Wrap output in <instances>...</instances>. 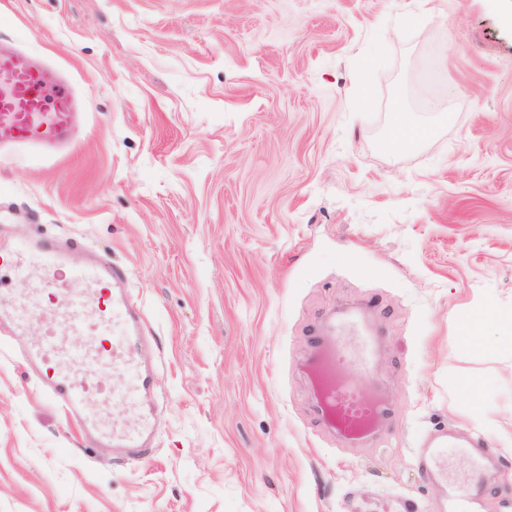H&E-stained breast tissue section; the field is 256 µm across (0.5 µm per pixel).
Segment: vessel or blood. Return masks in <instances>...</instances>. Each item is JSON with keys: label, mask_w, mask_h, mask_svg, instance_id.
I'll return each instance as SVG.
<instances>
[{"label": "vessel or blood", "mask_w": 512, "mask_h": 512, "mask_svg": "<svg viewBox=\"0 0 512 512\" xmlns=\"http://www.w3.org/2000/svg\"><path fill=\"white\" fill-rule=\"evenodd\" d=\"M0 76L8 80L7 89L0 92V146H41L67 134L72 121V98L67 85L58 84L53 96H46L43 74L37 70L17 69L12 54L3 50H0ZM25 260L42 269L51 289H62L73 282L92 288L97 304L95 319L86 320L84 307L78 304L69 311V325L93 332L91 353L103 364L122 367L134 374L133 383L124 390L126 396L148 394L153 386V374L139 360L138 341L143 323L140 310L129 294L128 268L109 262L72 264L47 241L19 239L0 250V268H16ZM112 322L123 323L122 339L107 335L106 329ZM373 346L374 339L366 333L361 321L350 317L338 324L322 356L320 372L325 416L350 439L369 433L383 411L369 386L357 384L342 373L343 365L352 361L364 374H371ZM22 359L34 366L43 386L73 416L82 434L134 453L145 448L157 425L153 410L143 412L135 430L111 432L105 429L95 414L86 412L85 406L91 396L111 395V384L104 376L88 379L70 375L58 352L53 328H46L40 342L29 346ZM458 445V440L448 437L447 433L432 435L425 450L430 469L440 468L448 449Z\"/></svg>", "instance_id": "1"}]
</instances>
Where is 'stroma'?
Returning a JSON list of instances; mask_svg holds the SVG:
<instances>
[{
  "instance_id": "stroma-1",
  "label": "stroma",
  "mask_w": 512,
  "mask_h": 512,
  "mask_svg": "<svg viewBox=\"0 0 512 512\" xmlns=\"http://www.w3.org/2000/svg\"><path fill=\"white\" fill-rule=\"evenodd\" d=\"M499 0H0V41L63 72L71 141L0 151V243H77L125 265L151 395L91 399L108 423L160 415L134 460L83 444L0 349V512H512V342L472 351L475 305L512 309V27ZM374 68L368 107L358 76ZM426 129L381 143L396 109ZM37 269L0 305L36 343ZM376 334L386 413L344 440L305 367L333 311ZM72 371L91 336L57 328ZM480 381L475 395L465 393ZM450 430L446 477L419 449Z\"/></svg>"
}]
</instances>
